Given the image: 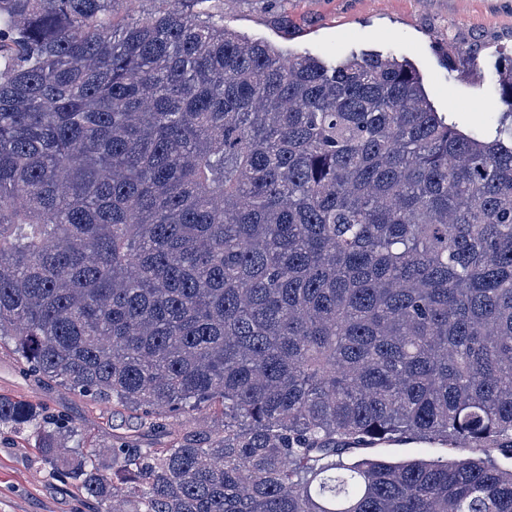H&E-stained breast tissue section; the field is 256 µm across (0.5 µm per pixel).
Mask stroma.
Here are the masks:
<instances>
[{
  "label": "stroma",
  "mask_w": 512,
  "mask_h": 512,
  "mask_svg": "<svg viewBox=\"0 0 512 512\" xmlns=\"http://www.w3.org/2000/svg\"><path fill=\"white\" fill-rule=\"evenodd\" d=\"M225 25L284 54L333 64L379 53L410 61L436 112L466 133L494 135L502 118L495 81L501 56H512V0H211ZM0 395L48 405L79 427L86 446L130 440L162 448L168 436L133 413L22 372L11 347L0 348ZM480 448L402 439L352 449L387 460L467 458ZM0 512H89L79 491L48 475L31 439L0 434Z\"/></svg>",
  "instance_id": "1"
}]
</instances>
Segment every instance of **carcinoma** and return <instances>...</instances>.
Segmentation results:
<instances>
[{
    "instance_id": "obj_1",
    "label": "carcinoma",
    "mask_w": 512,
    "mask_h": 512,
    "mask_svg": "<svg viewBox=\"0 0 512 512\" xmlns=\"http://www.w3.org/2000/svg\"><path fill=\"white\" fill-rule=\"evenodd\" d=\"M0 0V340L139 413L112 463L0 396L93 512H512V126L474 137L407 60L285 59L208 0ZM512 117V57L498 62ZM349 456L354 457H381L387 460H402L415 458L446 459L448 457L467 458L471 456H489L499 467L510 469L512 458L499 450L477 448L473 445L457 443L447 445L443 442L424 439H402L368 445L362 448L351 449Z\"/></svg>"
}]
</instances>
